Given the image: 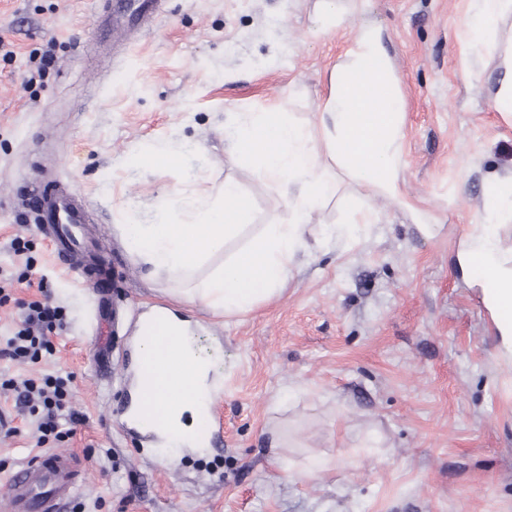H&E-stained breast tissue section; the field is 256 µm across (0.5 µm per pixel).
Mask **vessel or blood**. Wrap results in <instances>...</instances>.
I'll return each mask as SVG.
<instances>
[{
  "label": "vessel or blood",
  "instance_id": "b4317fda",
  "mask_svg": "<svg viewBox=\"0 0 512 512\" xmlns=\"http://www.w3.org/2000/svg\"><path fill=\"white\" fill-rule=\"evenodd\" d=\"M160 2L116 0L114 11L124 29H137L154 17ZM28 212L33 222L49 235L58 257L81 276L84 287L94 298L97 318L111 323L112 267L98 253L84 204L66 190L44 186ZM115 345V336L98 337L91 353L98 373L111 372ZM83 474L84 467L75 452L48 450L33 455L8 478L7 491L0 495V512H61Z\"/></svg>",
  "mask_w": 512,
  "mask_h": 512
}]
</instances>
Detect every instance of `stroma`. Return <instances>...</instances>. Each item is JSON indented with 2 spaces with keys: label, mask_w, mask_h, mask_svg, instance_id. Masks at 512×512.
Instances as JSON below:
<instances>
[{
  "label": "stroma",
  "mask_w": 512,
  "mask_h": 512,
  "mask_svg": "<svg viewBox=\"0 0 512 512\" xmlns=\"http://www.w3.org/2000/svg\"><path fill=\"white\" fill-rule=\"evenodd\" d=\"M109 3L0 0V40L15 54L0 58V347L25 302L48 295L62 317L52 354L0 357V412L20 428L0 437V486L39 450L35 416L1 383L52 375L69 378L81 420L43 447L86 464L66 512H512V365L494 362L492 318L454 269L487 180L512 176V124L494 99L512 17L488 48L465 26L477 0H339L344 20L325 30L314 20L329 0H164L149 30L96 58ZM363 24L387 36L405 114L402 191L432 236L378 196L355 242L310 241L279 299L230 318L175 299L120 225L180 216L184 200L227 179L256 224L287 223L279 185L228 153L227 117L281 103L315 125ZM160 145L183 151L182 164L146 165ZM56 181L88 203L122 275L108 381L90 359L89 291L12 203ZM362 195L338 181L316 222L347 223ZM159 304L193 323L223 379L224 438L202 451L158 447L125 420L133 337ZM275 427L291 441L276 458ZM355 455L361 466L349 465Z\"/></svg>",
  "instance_id": "obj_1"
}]
</instances>
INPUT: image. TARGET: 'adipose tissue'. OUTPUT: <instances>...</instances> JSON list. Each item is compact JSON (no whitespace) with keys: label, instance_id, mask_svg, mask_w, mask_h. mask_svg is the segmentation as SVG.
<instances>
[{"label":"adipose tissue","instance_id":"obj_1","mask_svg":"<svg viewBox=\"0 0 512 512\" xmlns=\"http://www.w3.org/2000/svg\"><path fill=\"white\" fill-rule=\"evenodd\" d=\"M331 89L317 132L289 120L282 106L236 114L233 150L264 175L282 184L290 217L270 224L237 249L221 270L194 282L198 267L254 221L252 204L238 183L225 180L219 193L191 204L186 217L166 224H126L122 232L139 248L151 273H168L181 282L178 300L232 316L252 311L285 291L298 253L311 236L358 239L370 221V205L355 207L350 223L313 224L312 212L336 190L337 175L374 193L397 198L403 169L402 114L398 78L380 28H358L355 48L331 73ZM512 215V177L485 186L483 218L462 238L456 266L480 286L483 302L499 333L495 357L512 363V251L501 246L505 215ZM172 342L139 340L145 365L168 363L154 381L152 400L133 405L130 419L161 430L166 437L192 443L193 419L202 415L218 388L210 360L197 349L186 325L173 321ZM176 377L182 404L173 413L162 407L168 379Z\"/></svg>","mask_w":512,"mask_h":512}]
</instances>
